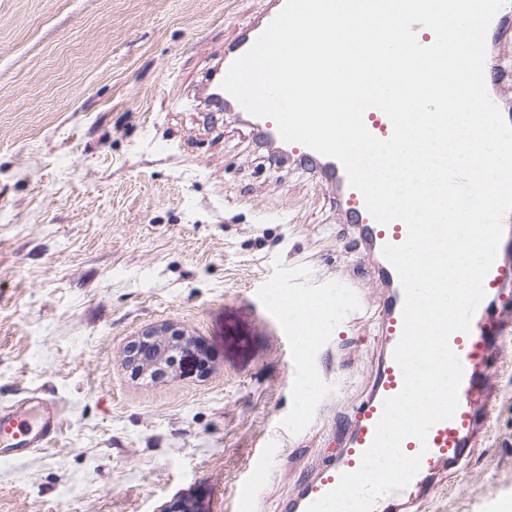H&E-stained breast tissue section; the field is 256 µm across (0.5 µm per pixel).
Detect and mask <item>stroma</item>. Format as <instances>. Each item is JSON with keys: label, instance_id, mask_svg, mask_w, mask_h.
I'll return each instance as SVG.
<instances>
[{"label": "stroma", "instance_id": "1", "mask_svg": "<svg viewBox=\"0 0 512 512\" xmlns=\"http://www.w3.org/2000/svg\"><path fill=\"white\" fill-rule=\"evenodd\" d=\"M271 0H0V406L55 399L46 448L0 461V512L225 506L255 451L277 512L366 397L385 290L330 189L196 91ZM345 293L317 345L289 295ZM179 324L205 371L135 377L125 348ZM496 398L421 512H512V329Z\"/></svg>", "mask_w": 512, "mask_h": 512}]
</instances>
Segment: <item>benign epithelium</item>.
Segmentation results:
<instances>
[{
    "label": "benign epithelium",
    "mask_w": 512,
    "mask_h": 512,
    "mask_svg": "<svg viewBox=\"0 0 512 512\" xmlns=\"http://www.w3.org/2000/svg\"><path fill=\"white\" fill-rule=\"evenodd\" d=\"M190 361L205 368L207 352L195 337L173 323L144 329L126 350V362L140 378H168Z\"/></svg>",
    "instance_id": "obj_1"
}]
</instances>
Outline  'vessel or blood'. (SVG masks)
Returning a JSON list of instances; mask_svg holds the SVG:
<instances>
[{
  "label": "vessel or blood",
  "instance_id": "obj_1",
  "mask_svg": "<svg viewBox=\"0 0 512 512\" xmlns=\"http://www.w3.org/2000/svg\"><path fill=\"white\" fill-rule=\"evenodd\" d=\"M284 4L285 0H272L259 22L243 28L234 47L225 51L223 64L215 67L208 82L209 87L220 91L219 97L211 100L210 111L243 113V106L220 89L227 66L251 48ZM364 122L377 138L386 139L392 134V123L380 109H368ZM290 157L333 190L346 223L354 226L362 251L372 260L374 273L386 290L377 338L379 357L370 392L351 414L348 432L337 455L320 464L309 480L283 500L279 509V512H305L311 502L337 486L342 473L359 468L364 451L374 439L384 399L397 395L403 387V374L393 352L403 329L404 292L395 268L382 249L388 244H402L408 228L400 220L377 222L367 210L362 194L350 186L343 166L336 159L299 143L291 144ZM484 289L486 296L473 316L470 331L454 333L449 340L463 366L457 411L452 419L435 424L426 441L413 437L404 440L405 454L421 455L420 470L403 490L380 498L374 512H405L433 494L439 474L462 460L479 433L490 407L487 368L502 333V326L491 310L496 302L512 298V262L496 257L485 277ZM60 422L58 402L46 397L31 396L9 408H0V460H17L45 447L57 434Z\"/></svg>",
  "mask_w": 512,
  "mask_h": 512
}]
</instances>
